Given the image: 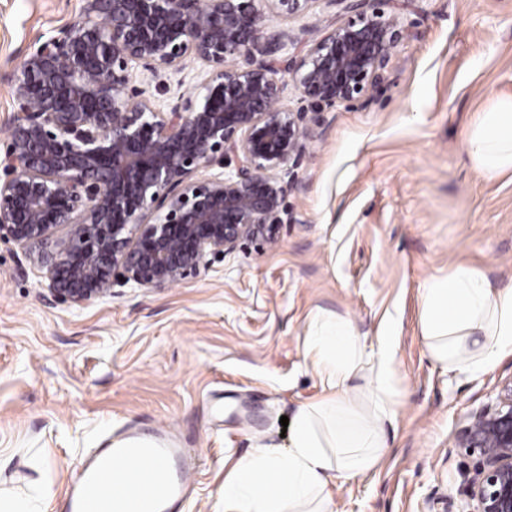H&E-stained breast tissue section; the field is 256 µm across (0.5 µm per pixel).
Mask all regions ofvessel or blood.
I'll list each match as a JSON object with an SVG mask.
<instances>
[{
	"mask_svg": "<svg viewBox=\"0 0 512 512\" xmlns=\"http://www.w3.org/2000/svg\"><path fill=\"white\" fill-rule=\"evenodd\" d=\"M133 457L146 475L142 482L145 497L140 501L121 495L122 487L132 479L124 463ZM158 463L164 466V490L160 493L154 491L149 480ZM78 468L65 502L66 512H177L199 462L167 427L159 425L147 434L131 429L111 437Z\"/></svg>",
	"mask_w": 512,
	"mask_h": 512,
	"instance_id": "b4317fda",
	"label": "vessel or blood"
}]
</instances>
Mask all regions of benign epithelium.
<instances>
[{
	"label": "benign epithelium",
	"instance_id": "7a95c632",
	"mask_svg": "<svg viewBox=\"0 0 512 512\" xmlns=\"http://www.w3.org/2000/svg\"><path fill=\"white\" fill-rule=\"evenodd\" d=\"M259 0H86L83 17L38 41L11 72L0 180V239L42 271L46 298L87 305L118 282L168 288L207 257L272 245L320 112L365 95L402 32L390 0H341L347 19L287 61L310 108L281 103L283 36ZM288 16L311 0H264ZM212 66L202 97L159 104L131 85L137 69ZM236 164L229 174L202 170ZM68 228L67 236H57ZM475 477L468 512H512V379L457 435Z\"/></svg>",
	"mask_w": 512,
	"mask_h": 512
}]
</instances>
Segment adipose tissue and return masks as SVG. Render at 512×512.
I'll return each instance as SVG.
<instances>
[{
	"mask_svg": "<svg viewBox=\"0 0 512 512\" xmlns=\"http://www.w3.org/2000/svg\"><path fill=\"white\" fill-rule=\"evenodd\" d=\"M465 145L483 177L512 170V96L495 98L479 113ZM420 329L430 357L442 368L488 370L512 355V283L498 284L480 269L456 266L423 289ZM477 335L482 345L474 344ZM396 341L393 324H386L363 410L349 393L364 359L361 339L350 321L319 317L306 336V353L329 392L300 408L289 448L258 447L232 460L220 491L224 512H332L336 473H367L388 452L384 427L395 416Z\"/></svg>",
	"mask_w": 512,
	"mask_h": 512,
	"instance_id": "adipose-tissue-1",
	"label": "adipose tissue"
}]
</instances>
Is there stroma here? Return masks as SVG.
<instances>
[{"mask_svg":"<svg viewBox=\"0 0 512 512\" xmlns=\"http://www.w3.org/2000/svg\"><path fill=\"white\" fill-rule=\"evenodd\" d=\"M85 0H0V160L17 101L6 76L41 34L79 19ZM403 32L380 87L324 110L295 169L275 245L237 250L170 288L114 286L86 306L52 304L24 251L0 242V495L34 486L63 499L81 458L124 425L163 423L203 464L184 512H224V460L287 449L324 383L304 345L319 314L352 321L365 352L399 324L385 426L390 454L333 482L334 512H448L472 473L455 449L470 417L512 379V355L448 372L419 328L428 282L464 263L512 281V171L494 179L463 143L474 116L512 94V0H399ZM346 18L339 0L266 12L297 56ZM210 67L134 72L196 92Z\"/></svg>","mask_w":512,"mask_h":512,"instance_id":"35a3bbf8","label":"stroma"}]
</instances>
